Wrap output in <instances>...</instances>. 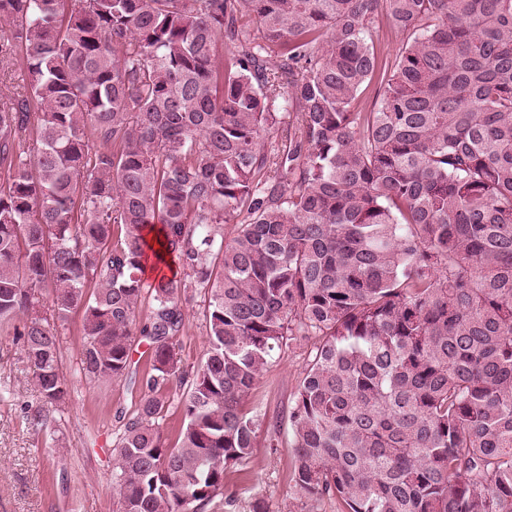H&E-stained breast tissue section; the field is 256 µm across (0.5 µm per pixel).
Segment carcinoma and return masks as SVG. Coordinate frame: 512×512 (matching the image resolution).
Here are the masks:
<instances>
[{"mask_svg":"<svg viewBox=\"0 0 512 512\" xmlns=\"http://www.w3.org/2000/svg\"><path fill=\"white\" fill-rule=\"evenodd\" d=\"M4 19L24 91L0 93V325L34 367L33 428L68 400L55 322L79 316L89 381L133 383L147 340L116 512L232 504L259 431L278 447L245 401L288 342L309 347L302 494L512 512V0H0ZM150 255L180 273L144 282ZM197 294L209 349L179 394Z\"/></svg>","mask_w":512,"mask_h":512,"instance_id":"obj_1","label":"carcinoma"}]
</instances>
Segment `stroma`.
I'll use <instances>...</instances> for the list:
<instances>
[{"label":"stroma","instance_id":"1","mask_svg":"<svg viewBox=\"0 0 512 512\" xmlns=\"http://www.w3.org/2000/svg\"><path fill=\"white\" fill-rule=\"evenodd\" d=\"M202 296L186 308L187 330L174 350L184 370L199 365L208 348ZM62 371L69 400L59 420L35 431L23 414L41 405V394L20 340L0 331V512H113V453L118 412H132L137 392L79 372L82 339L78 322L61 325ZM306 347L278 351L247 400L266 421L288 430V404L307 360ZM292 448H268L258 438L249 463L227 479L236 493L224 512H249L263 497L269 512H342L341 504L316 501L294 481Z\"/></svg>","mask_w":512,"mask_h":512}]
</instances>
